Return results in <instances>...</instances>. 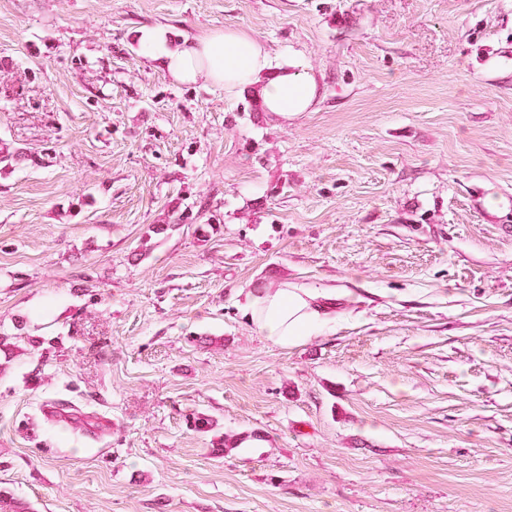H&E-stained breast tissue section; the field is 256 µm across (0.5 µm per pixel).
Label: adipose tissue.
<instances>
[{
    "mask_svg": "<svg viewBox=\"0 0 512 512\" xmlns=\"http://www.w3.org/2000/svg\"><path fill=\"white\" fill-rule=\"evenodd\" d=\"M158 52L167 74L180 83L204 79L225 93L253 92L264 111L280 119L311 111L318 84L303 58L275 61L267 48L248 33L233 28L168 47L163 37L147 41ZM245 311L262 333L277 344L297 343L315 336L329 313L319 293L287 287H264L248 292Z\"/></svg>",
    "mask_w": 512,
    "mask_h": 512,
    "instance_id": "obj_1",
    "label": "adipose tissue"
}]
</instances>
